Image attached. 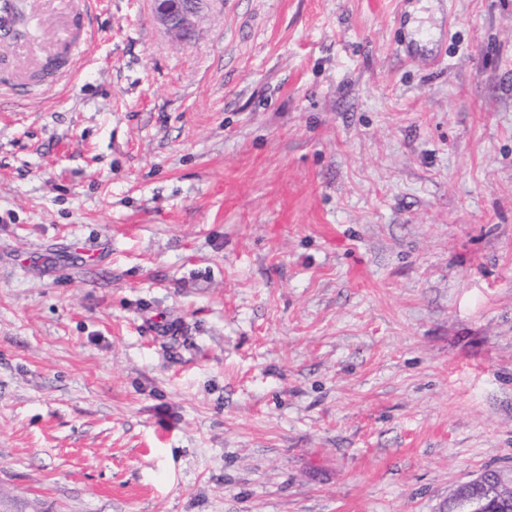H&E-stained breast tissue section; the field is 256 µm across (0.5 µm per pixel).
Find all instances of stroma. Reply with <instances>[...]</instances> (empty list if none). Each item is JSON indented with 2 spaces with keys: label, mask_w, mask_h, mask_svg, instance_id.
Wrapping results in <instances>:
<instances>
[{
  "label": "stroma",
  "mask_w": 512,
  "mask_h": 512,
  "mask_svg": "<svg viewBox=\"0 0 512 512\" xmlns=\"http://www.w3.org/2000/svg\"><path fill=\"white\" fill-rule=\"evenodd\" d=\"M27 0L0 96V512H439L512 466V0ZM451 18L439 60L418 23ZM204 0H158L156 13L166 27L176 35L194 28Z\"/></svg>",
  "instance_id": "1"
}]
</instances>
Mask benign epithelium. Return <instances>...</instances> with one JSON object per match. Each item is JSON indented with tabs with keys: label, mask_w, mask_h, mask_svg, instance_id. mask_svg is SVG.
Returning <instances> with one entry per match:
<instances>
[{
	"label": "benign epithelium",
	"mask_w": 512,
	"mask_h": 512,
	"mask_svg": "<svg viewBox=\"0 0 512 512\" xmlns=\"http://www.w3.org/2000/svg\"><path fill=\"white\" fill-rule=\"evenodd\" d=\"M204 0H158L156 13L177 35L194 28ZM512 501V467L488 470L460 485L440 512H496L497 504Z\"/></svg>",
	"instance_id": "obj_1"
}]
</instances>
